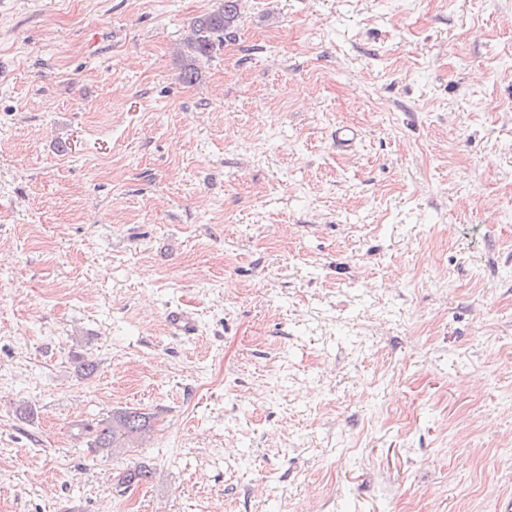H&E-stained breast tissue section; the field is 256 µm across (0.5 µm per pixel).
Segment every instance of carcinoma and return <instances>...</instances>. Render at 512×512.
<instances>
[{
  "label": "carcinoma",
  "instance_id": "cac0c4a2",
  "mask_svg": "<svg viewBox=\"0 0 512 512\" xmlns=\"http://www.w3.org/2000/svg\"><path fill=\"white\" fill-rule=\"evenodd\" d=\"M239 0H223L218 10L204 15L193 22L192 35L186 40L190 63L186 64L183 79L189 83L197 79L194 61L211 55L224 38L232 34L239 18ZM152 431L151 415L138 409L116 411L112 417L102 419L93 426L95 443L112 453H125L136 439L143 440Z\"/></svg>",
  "mask_w": 512,
  "mask_h": 512
}]
</instances>
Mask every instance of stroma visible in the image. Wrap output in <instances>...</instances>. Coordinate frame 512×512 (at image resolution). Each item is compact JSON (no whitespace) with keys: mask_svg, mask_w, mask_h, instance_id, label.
I'll return each instance as SVG.
<instances>
[{"mask_svg":"<svg viewBox=\"0 0 512 512\" xmlns=\"http://www.w3.org/2000/svg\"><path fill=\"white\" fill-rule=\"evenodd\" d=\"M219 5L0 0V512H497L512 0ZM218 10L201 16L193 22L192 35L186 40L187 55L190 63H186L183 79L193 82L197 79L194 61L197 58L209 57L217 45L224 43V38L232 34L235 22L239 18V0H223ZM151 415L138 409L116 411L109 419H102L92 429L95 443L112 454L125 453L134 439L143 440L152 431Z\"/></svg>","mask_w":512,"mask_h":512,"instance_id":"35a3bbf8","label":"stroma"}]
</instances>
